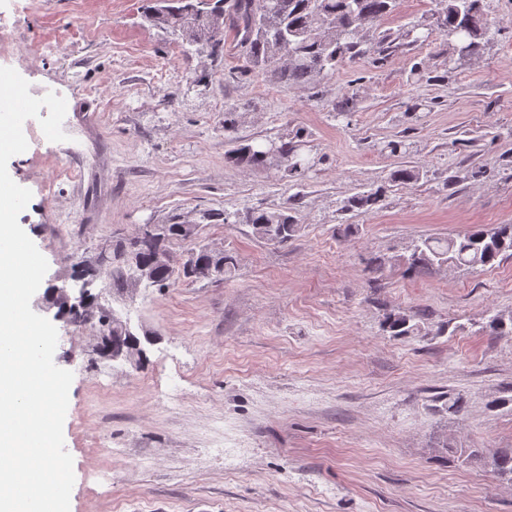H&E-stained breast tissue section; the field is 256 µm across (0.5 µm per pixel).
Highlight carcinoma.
Returning a JSON list of instances; mask_svg holds the SVG:
<instances>
[{"label":"carcinoma","instance_id":"carcinoma-1","mask_svg":"<svg viewBox=\"0 0 512 512\" xmlns=\"http://www.w3.org/2000/svg\"><path fill=\"white\" fill-rule=\"evenodd\" d=\"M440 8L432 14L434 30L448 37L454 47L467 42L475 54L497 34L489 20L486 0H438ZM395 0H149L146 18L155 26L176 33L182 43L199 45L215 54L224 49V33H233L241 47L243 68L260 71L274 67L278 79L288 85H306L318 76L335 71L345 60L366 55L383 60L391 48L389 37L377 35L374 24L390 13ZM282 153L284 170L289 177L300 179L309 170L305 159L295 160V142L280 136L276 139ZM227 160L238 166L263 167L266 160L258 145H240L227 153ZM300 167H295V163ZM381 190L364 192L347 201L346 207L374 205ZM296 202L275 211L253 210L245 216L255 235L273 243L284 244L301 229L297 223ZM185 220L172 216L162 225L163 241L140 235L119 240L112 245L113 277L122 284L139 282L138 271L122 264L119 254L126 245L134 247L136 262L150 264L155 280L150 286L166 288L174 279L169 264L155 263L159 250L174 240ZM512 251V224H502L492 231L474 232L456 238H427L401 259L406 271L415 272L433 266H493L498 258ZM92 300L74 302L65 309L74 324L97 320L99 354L118 359L126 355L143 359L146 351L127 323L101 310L92 315ZM416 315L392 312L385 328L393 336H408L421 330ZM491 472L500 482L512 483V448L495 451Z\"/></svg>","mask_w":512,"mask_h":512}]
</instances>
